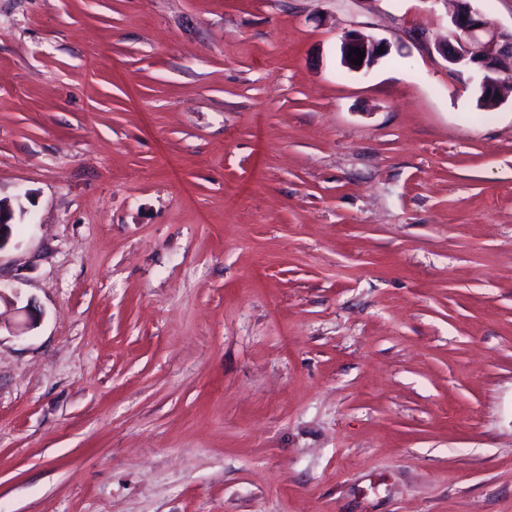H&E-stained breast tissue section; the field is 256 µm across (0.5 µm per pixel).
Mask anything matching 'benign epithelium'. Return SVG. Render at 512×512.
<instances>
[{
    "label": "benign epithelium",
    "mask_w": 512,
    "mask_h": 512,
    "mask_svg": "<svg viewBox=\"0 0 512 512\" xmlns=\"http://www.w3.org/2000/svg\"><path fill=\"white\" fill-rule=\"evenodd\" d=\"M451 24L460 36L457 45L438 44V53L450 66L463 65L471 73L482 96L498 98L502 84L500 78L501 61L505 57L512 59V33L494 27L477 9L468 6L457 7L451 18ZM359 48L365 53L363 62L357 66L349 58H357L353 49ZM389 52L386 40L368 38L356 32L347 34L340 46L341 65L350 71L361 72L371 68L379 58ZM12 213L0 207V252L12 241L9 229Z\"/></svg>",
    "instance_id": "7a95c632"
}]
</instances>
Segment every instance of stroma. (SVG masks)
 Returning <instances> with one entry per match:
<instances>
[{
	"instance_id": "obj_1",
	"label": "stroma",
	"mask_w": 512,
	"mask_h": 512,
	"mask_svg": "<svg viewBox=\"0 0 512 512\" xmlns=\"http://www.w3.org/2000/svg\"><path fill=\"white\" fill-rule=\"evenodd\" d=\"M456 0H0V512H512V91ZM387 40L370 69L346 32ZM459 6L451 18V24L460 36H456L457 46L437 44L438 53L450 66H466L481 91L482 97L494 98L498 102V92L502 84L500 78L501 61L504 57L512 60V33L495 28L472 5ZM8 289L9 288L2 287L0 281V304H2L3 302L6 306L12 307L13 310H17L16 312L26 311L28 316L25 320L18 323H13L12 325L9 326V329L13 333V335L22 336L35 327L37 318L33 313H31L28 310V304L25 307L18 308V293L16 291H12V295H10L9 293H7Z\"/></svg>"
}]
</instances>
